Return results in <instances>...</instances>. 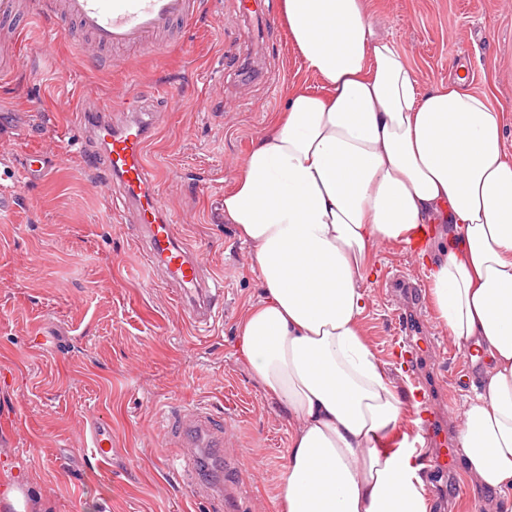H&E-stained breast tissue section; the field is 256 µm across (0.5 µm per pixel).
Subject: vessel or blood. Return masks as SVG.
Listing matches in <instances>:
<instances>
[{"mask_svg":"<svg viewBox=\"0 0 512 512\" xmlns=\"http://www.w3.org/2000/svg\"><path fill=\"white\" fill-rule=\"evenodd\" d=\"M41 10L74 23L87 35L93 46L102 49L146 46L154 52L166 47L164 37L174 25L194 20L199 0H38ZM21 30L27 17L19 0H0V24ZM126 115L113 122L111 115L82 113L86 132L101 147L96 159L107 175V182L119 196L124 208L133 212L134 223L141 228L143 250L149 269L159 272L177 288V297L189 313L192 324L207 322L212 303L222 293V281L205 269L201 259L182 242L164 204L155 189L146 151L155 130L152 113L136 96L123 100ZM52 161L43 152L30 154L23 171H8L0 182V213L13 210L18 185L47 176ZM180 429L186 447H199L205 441L206 425L201 416L182 418ZM88 446L96 464L109 466L112 459V433L96 424L90 430ZM240 471L224 468V512H239Z\"/></svg>","mask_w":512,"mask_h":512,"instance_id":"b4317fda","label":"vessel or blood"}]
</instances>
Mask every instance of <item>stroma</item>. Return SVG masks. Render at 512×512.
I'll use <instances>...</instances> for the list:
<instances>
[{"label":"stroma","instance_id":"35a3bbf8","mask_svg":"<svg viewBox=\"0 0 512 512\" xmlns=\"http://www.w3.org/2000/svg\"><path fill=\"white\" fill-rule=\"evenodd\" d=\"M375 30L393 41L421 90L460 75L506 113L512 157V0H364ZM279 0H201L196 19L165 53L90 48L74 25L47 17L18 36L19 66L0 81V147L24 167L29 149L56 159L23 185L0 216V471L52 512H224L214 499L224 460L242 469L243 512H279L288 463L287 415L236 351V328L261 288L249 250L225 223L224 192L253 141L282 111L289 88L321 91L277 21ZM49 51H41L43 42ZM136 86L157 115L147 150L177 238L222 276L208 323L188 324L174 286L144 266L135 225L93 166L78 114ZM361 319L365 341L395 386L424 387L422 410L440 434L423 468L428 512H485L464 470L457 432L475 376L473 357L437 326L417 255H372ZM420 296L389 287L391 272ZM407 320L415 371H401L396 339ZM208 415L210 451L186 453L181 415ZM112 430V465L89 460L85 436Z\"/></svg>","mask_w":512,"mask_h":512}]
</instances>
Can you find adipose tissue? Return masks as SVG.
<instances>
[{"instance_id": "adipose-tissue-1", "label": "adipose tissue", "mask_w": 512, "mask_h": 512, "mask_svg": "<svg viewBox=\"0 0 512 512\" xmlns=\"http://www.w3.org/2000/svg\"><path fill=\"white\" fill-rule=\"evenodd\" d=\"M323 92L292 89L224 193L263 288L237 350L291 423L282 512H428L405 397L360 331L377 246L418 251L437 322L482 371L457 444L476 490L512 492V158L504 114L460 81L420 91L362 0H280ZM447 225L427 239L426 225Z\"/></svg>"}]
</instances>
